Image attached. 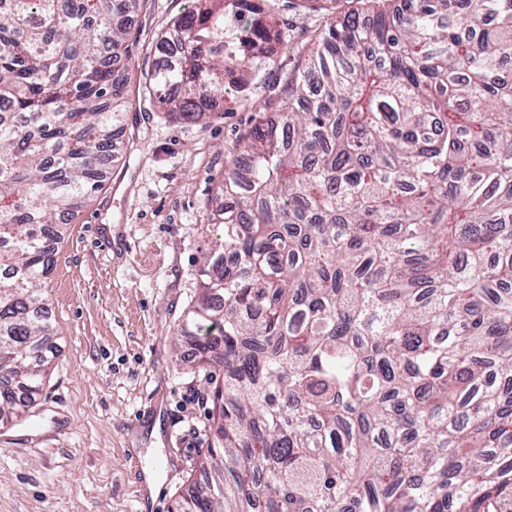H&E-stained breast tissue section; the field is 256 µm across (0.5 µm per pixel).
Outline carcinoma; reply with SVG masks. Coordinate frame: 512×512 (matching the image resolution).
<instances>
[{
  "label": "carcinoma",
  "mask_w": 512,
  "mask_h": 512,
  "mask_svg": "<svg viewBox=\"0 0 512 512\" xmlns=\"http://www.w3.org/2000/svg\"><path fill=\"white\" fill-rule=\"evenodd\" d=\"M149 0L0 11V424L42 386L62 221L102 189ZM302 51L224 171L176 335L221 420L177 512H499L512 499V0H365ZM284 31L194 0L138 81L200 121Z\"/></svg>",
  "instance_id": "carcinoma-1"
}]
</instances>
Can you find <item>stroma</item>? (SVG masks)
Listing matches in <instances>:
<instances>
[{"mask_svg":"<svg viewBox=\"0 0 512 512\" xmlns=\"http://www.w3.org/2000/svg\"><path fill=\"white\" fill-rule=\"evenodd\" d=\"M279 0L273 19L292 38L242 103L200 122L135 99L122 149L103 187L54 245L42 283L60 329L40 392L0 425V512H176L217 441L211 381L186 366L190 339L171 332L196 299L202 253L224 169L256 110L276 92L298 48L359 0ZM193 0H151L132 20L134 79L151 71L156 44ZM157 476L147 494L143 471Z\"/></svg>","mask_w":512,"mask_h":512,"instance_id":"obj_1","label":"stroma"}]
</instances>
